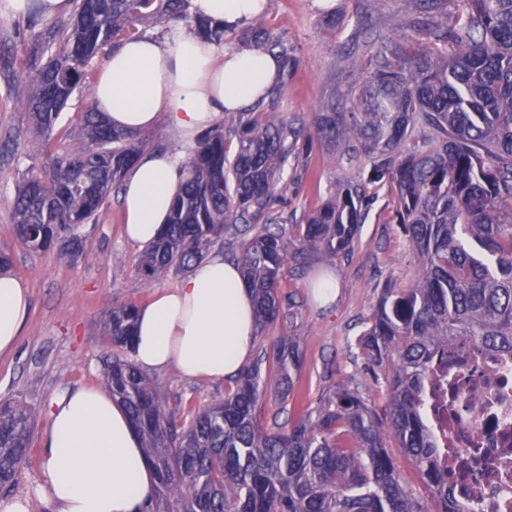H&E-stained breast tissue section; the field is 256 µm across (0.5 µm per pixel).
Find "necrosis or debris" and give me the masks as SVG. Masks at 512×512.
Instances as JSON below:
<instances>
[{"label":"necrosis or debris","instance_id":"obj_1","mask_svg":"<svg viewBox=\"0 0 512 512\" xmlns=\"http://www.w3.org/2000/svg\"><path fill=\"white\" fill-rule=\"evenodd\" d=\"M425 418L465 512L512 503V357L465 337L430 364Z\"/></svg>","mask_w":512,"mask_h":512}]
</instances>
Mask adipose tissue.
Segmentation results:
<instances>
[{
	"mask_svg": "<svg viewBox=\"0 0 512 512\" xmlns=\"http://www.w3.org/2000/svg\"><path fill=\"white\" fill-rule=\"evenodd\" d=\"M194 10L236 28L262 0H192ZM279 62L253 49L227 51L181 28L164 38L129 40L98 74L92 102L111 126L140 131L167 121L193 142L225 113L253 105L278 80ZM184 157L146 154L123 182L124 234L150 246L166 224ZM30 309L27 286L0 275V354L14 351ZM256 332L253 301L241 270L222 254L197 263L177 287L139 307L133 360L142 372L168 367L188 380L221 381L248 359ZM36 492L50 512H143L157 480L126 409L104 388L83 386L54 396Z\"/></svg>",
	"mask_w": 512,
	"mask_h": 512,
	"instance_id": "adipose-tissue-1",
	"label": "adipose tissue"
}]
</instances>
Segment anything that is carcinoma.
Segmentation results:
<instances>
[{
	"instance_id": "obj_1",
	"label": "carcinoma",
	"mask_w": 512,
	"mask_h": 512,
	"mask_svg": "<svg viewBox=\"0 0 512 512\" xmlns=\"http://www.w3.org/2000/svg\"><path fill=\"white\" fill-rule=\"evenodd\" d=\"M67 21L31 22L20 72L0 54L10 90L26 95L34 134L50 138L71 97L91 93L92 62L125 41L180 26L220 44L225 27L191 11L190 0H75ZM464 20L429 32L432 47L376 51V67L346 112L328 100L311 125L294 127L254 112H226L199 136L184 166L168 224L142 254L139 276L151 283L189 270L232 231L256 328L293 317L278 287L290 236L295 259L326 261L349 251L366 219L358 188L336 186L318 208L288 224L282 184L288 162L313 143L370 162L367 180L388 181L398 216L419 258L415 278L389 284L364 331V350L388 363L389 432L414 460L437 512H461L448 469L422 417L428 365L468 336L512 355V0H466ZM257 49L280 59L282 81L259 100L278 111L280 91L298 60L288 42L261 25L247 30ZM453 51H448V47ZM88 141L23 173L11 207L22 241L82 251L80 228L96 221L145 143L107 124L91 107L60 136ZM417 145L403 150L404 142ZM138 307L107 315L112 355L104 381L144 441L157 492L148 512H426L403 486L384 445V429L366 401L337 385L313 408L297 400L294 418L261 422L273 382L288 398L300 366L296 337L282 336L243 369L224 397L178 421L167 398L130 358ZM35 418L18 400H0V488L12 486L31 453Z\"/></svg>"
}]
</instances>
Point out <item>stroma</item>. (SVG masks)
<instances>
[{"instance_id":"stroma-1","label":"stroma","mask_w":512,"mask_h":512,"mask_svg":"<svg viewBox=\"0 0 512 512\" xmlns=\"http://www.w3.org/2000/svg\"><path fill=\"white\" fill-rule=\"evenodd\" d=\"M257 21L287 40L297 68L280 96L277 116L297 124L309 122L322 100L335 98L348 107L372 71L375 46L398 42L426 48L428 30L451 25L464 14V0H444L428 18V29L409 25L413 0H266ZM33 131L21 102L0 82V250L11 253L12 273L28 287L31 306L14 352L0 356V398L20 400L36 414L32 454L17 482L0 490V499L22 498L29 512H48L34 489L43 460V440L50 427L46 405L69 387L103 382V360L111 347L103 319L113 305H143L155 291L176 287L182 274L171 272L148 283L137 273L141 251L122 233L119 194H112L95 223L80 234L83 254L60 258L57 250L30 251L10 218L16 184L32 163ZM367 158L348 160L313 147L305 169L289 167L283 192L285 210L297 218L318 207L336 183L360 186L370 200L369 213L352 249L335 262L311 261L306 268L289 263L279 288L296 302L292 323H279L255 337V348H272L278 336H296L303 356L296 394L316 403L336 384H346L366 399L380 423L388 421V367L369 361L362 334L370 324L385 284L408 282L418 258L397 220L390 185L366 183ZM336 276L334 300L320 302L313 284L323 273ZM151 378L182 420L195 409L222 398L233 379L189 381L175 369L152 372Z\"/></svg>"}]
</instances>
